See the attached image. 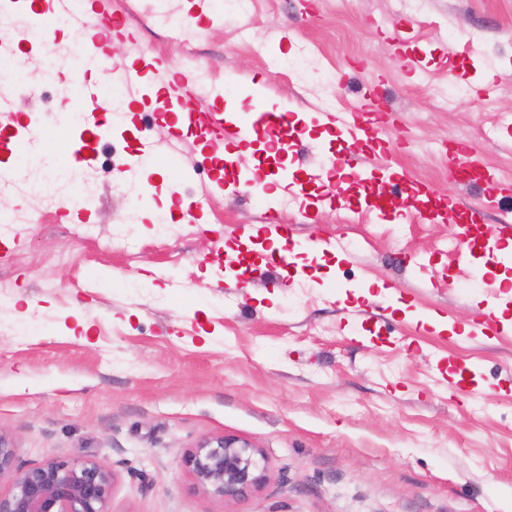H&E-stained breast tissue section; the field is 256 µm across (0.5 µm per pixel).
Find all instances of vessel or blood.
<instances>
[{
	"mask_svg": "<svg viewBox=\"0 0 512 512\" xmlns=\"http://www.w3.org/2000/svg\"><path fill=\"white\" fill-rule=\"evenodd\" d=\"M20 9L29 11L35 21L44 17L55 16L68 19L72 26L80 30L92 31L93 36L87 46L94 51L102 50L105 43L125 35L124 19L111 8L110 0H96L94 14H87L76 0H13ZM161 62L155 56L142 54L133 64L113 65L112 72L122 78L126 87L132 91L140 102L151 99L163 101L162 119L171 127L172 135L165 152H158L153 141L144 136L136 137L134 155L137 164L163 163L171 168H178L185 156L183 138L194 135L202 145L211 164V192L221 194L227 188L224 179V146L228 143L247 145L257 140H265L269 150L282 153L288 141V114L269 110L266 104L267 88L254 86L252 112L233 118L224 116V89L219 85H209L200 89L194 72L182 70L171 80L163 83H151L148 73H159ZM206 96L208 107L199 108L195 100ZM381 106L374 92H366L361 108L341 111H320L316 114L317 122L336 136L339 152H347L355 146H377L381 143V126L375 116ZM106 122L104 114L93 113L87 121L78 140L72 143L67 155L68 161L87 163L93 160V147L100 140L99 129ZM46 127H32L24 123L14 126L7 136L0 138V151L10 152L16 140L25 144L39 143L49 137ZM454 160L451 170L454 176L463 181H480L485 186L482 207L470 210V221L458 224L454 233V250L458 255L467 256L473 251H481L488 260L496 262L502 256L508 240L512 239V211H502L499 221V234L489 239L474 234L472 224L481 217L483 208L500 209L501 203L512 199V180L496 177L488 172L475 151L462 147L452 152ZM349 181L367 187L389 182L404 187L408 181L403 172L387 163L364 162L352 168Z\"/></svg>",
	"mask_w": 512,
	"mask_h": 512,
	"instance_id": "vessel-or-blood-1",
	"label": "vessel or blood"
}]
</instances>
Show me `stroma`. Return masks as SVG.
<instances>
[{
  "label": "stroma",
  "mask_w": 512,
  "mask_h": 512,
  "mask_svg": "<svg viewBox=\"0 0 512 512\" xmlns=\"http://www.w3.org/2000/svg\"><path fill=\"white\" fill-rule=\"evenodd\" d=\"M151 2L112 0L134 32L114 40L112 58L148 48L169 70L206 68L228 112L252 111L244 89L264 81L270 103L297 115L288 166L301 174L326 168L336 148L308 118L323 86L268 59L305 46L315 73L346 83L344 108L378 85L391 165L435 198L481 203L445 159L460 144L512 175V143L498 133L512 113V0H422L417 14L399 0H253L249 36L222 22L179 40L156 26ZM410 24L432 53L423 73L396 58ZM450 54L468 77L442 109ZM22 61L27 81L0 85L13 103L0 126L77 105L67 63L47 92L38 53ZM86 170L93 207L81 223L0 193V216L15 219L0 235V435L18 469L102 462L114 474L109 512H512V331L462 329L490 310L512 328V296L494 287L512 262L455 259L453 224L354 212L356 185L339 198L313 182L271 217L293 240L331 238L351 254L294 252L276 265L255 234L270 217L261 195L227 191L196 214L206 161L188 179ZM148 193L177 197L191 223L158 234L138 205ZM466 366L480 399L454 388ZM216 435L264 451L261 492L227 503L195 489L185 458Z\"/></svg>",
  "instance_id": "1"
}]
</instances>
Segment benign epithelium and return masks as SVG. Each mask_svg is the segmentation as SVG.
Wrapping results in <instances>:
<instances>
[{
    "instance_id": "benign-epithelium-1",
    "label": "benign epithelium",
    "mask_w": 512,
    "mask_h": 512,
    "mask_svg": "<svg viewBox=\"0 0 512 512\" xmlns=\"http://www.w3.org/2000/svg\"><path fill=\"white\" fill-rule=\"evenodd\" d=\"M198 490L237 502L262 490L269 475L263 451L230 436L203 440L189 453ZM13 477V491L0 495V512H109L113 472L103 463L77 465L49 461L39 467L15 469V448L0 435V476Z\"/></svg>"
}]
</instances>
